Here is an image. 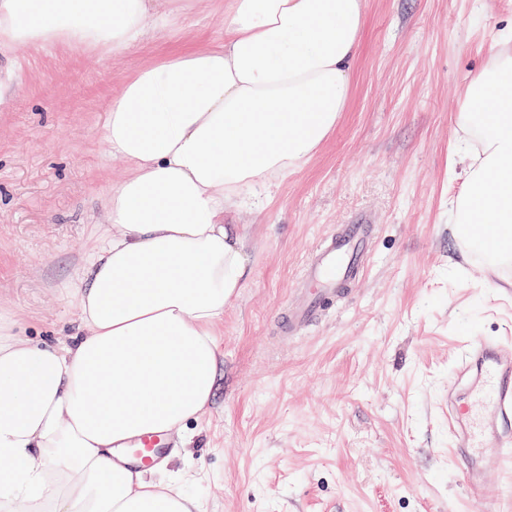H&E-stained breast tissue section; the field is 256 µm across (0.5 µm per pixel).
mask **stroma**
Masks as SVG:
<instances>
[{
    "label": "stroma",
    "instance_id": "35a3bbf8",
    "mask_svg": "<svg viewBox=\"0 0 512 512\" xmlns=\"http://www.w3.org/2000/svg\"><path fill=\"white\" fill-rule=\"evenodd\" d=\"M168 21L119 56L0 44V330L58 344L75 276L127 166L105 107L157 57L224 42V0H157ZM512 0H367L348 108L319 151L229 221L246 275L218 328L211 406L184 431L204 512H476L455 468L448 380L461 337L512 330V264L455 232L460 92ZM339 224L377 227L358 283L300 335L280 321Z\"/></svg>",
    "mask_w": 512,
    "mask_h": 512
}]
</instances>
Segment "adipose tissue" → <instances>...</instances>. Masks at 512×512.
Wrapping results in <instances>:
<instances>
[{
    "mask_svg": "<svg viewBox=\"0 0 512 512\" xmlns=\"http://www.w3.org/2000/svg\"><path fill=\"white\" fill-rule=\"evenodd\" d=\"M366 0H224L221 46L145 64L112 96L105 141L128 174L74 285L82 332L64 345L0 338V512H202L166 466L125 455L211 404L217 328L245 278L226 216L310 159L345 112ZM152 0H0V44L120 55ZM498 89L494 122L478 104ZM458 234L497 227L512 254V25L467 82Z\"/></svg>",
    "mask_w": 512,
    "mask_h": 512,
    "instance_id": "ef3b65f1",
    "label": "adipose tissue"
}]
</instances>
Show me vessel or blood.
I'll list each match as a JSON object with an SVG mask.
<instances>
[{
  "label": "vessel or blood",
  "mask_w": 512,
  "mask_h": 512,
  "mask_svg": "<svg viewBox=\"0 0 512 512\" xmlns=\"http://www.w3.org/2000/svg\"><path fill=\"white\" fill-rule=\"evenodd\" d=\"M375 229L370 224H340L307 255L282 330L295 335L322 307L353 285L365 269ZM448 428L457 471L477 512H504L501 498L489 496L501 472L488 468L487 454L512 459V342L469 337L448 383ZM170 444L161 434L133 440L131 454L146 465L160 463Z\"/></svg>",
  "instance_id": "1"
}]
</instances>
